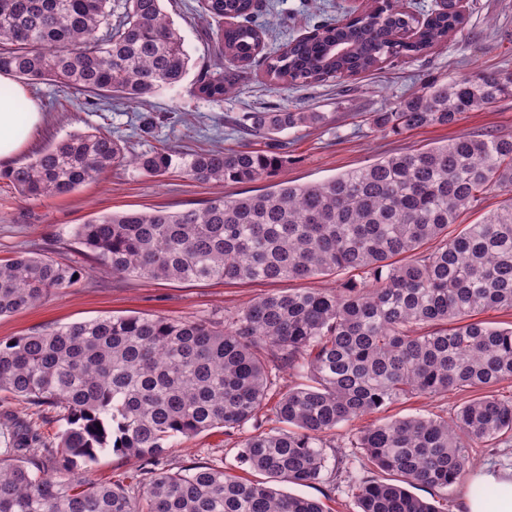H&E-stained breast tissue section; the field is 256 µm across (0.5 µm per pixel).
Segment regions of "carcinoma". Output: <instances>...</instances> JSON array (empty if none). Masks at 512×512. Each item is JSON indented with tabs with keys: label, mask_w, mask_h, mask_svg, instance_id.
Returning <instances> with one entry per match:
<instances>
[{
	"label": "carcinoma",
	"mask_w": 512,
	"mask_h": 512,
	"mask_svg": "<svg viewBox=\"0 0 512 512\" xmlns=\"http://www.w3.org/2000/svg\"><path fill=\"white\" fill-rule=\"evenodd\" d=\"M215 31L220 64L202 70L193 93H234L239 73L263 58L278 82L307 86L342 72L413 59L443 42L463 19L438 13L404 41L414 19L402 0H373L347 25L312 27L265 52L270 28L261 0H198ZM190 57L162 0H0V72L48 81L104 105H148L182 83ZM512 96V77L479 73L431 82L390 112H373L387 137L457 124L467 112ZM323 112H244L252 137L317 127ZM282 152L243 147L177 153L166 146L126 155L123 140L91 129L0 173L26 199L52 198L126 163L149 178L178 173L248 184L269 178ZM495 192L500 206L453 237L448 227ZM75 236L104 271L179 282L315 280L334 288L265 293L224 320L105 317L0 340V392L60 411L46 440L17 421L0 462V512H329L274 483L309 485L329 459L342 480L340 448H356L363 475L346 483L357 512H448V487L472 467L471 449L512 440V326L479 318L512 311V134L464 135L382 157L322 183L271 184L257 194L202 207L127 211L77 226ZM79 269L47 255L0 263V317L36 306L79 282ZM305 383L281 387L280 374ZM464 396L448 419L384 417L338 433L366 414L414 398ZM281 424L264 429L263 419ZM252 430L236 468L155 471L178 438ZM149 466L129 483L91 486L83 474L105 452ZM378 469L398 477L386 483ZM426 487L442 503L409 491Z\"/></svg>",
	"instance_id": "cac0c4a2"
}]
</instances>
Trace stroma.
Returning a JSON list of instances; mask_svg holds the SVG:
<instances>
[{"label":"stroma","instance_id":"obj_1","mask_svg":"<svg viewBox=\"0 0 512 512\" xmlns=\"http://www.w3.org/2000/svg\"><path fill=\"white\" fill-rule=\"evenodd\" d=\"M266 19L281 38L306 33L323 20H339L364 9L367 0H268ZM197 0H164L163 8L182 35L190 56V70L174 88L158 90L149 109L155 124L139 129V108L113 103L93 112L70 105L59 88L48 82L26 84L28 99L36 102L44 121L24 130L28 144L19 162L69 134L92 128L109 130L128 141L130 152L140 153L166 144L180 152L236 148L252 144L265 150L268 140L248 141L234 120L244 112H323L324 125L291 129L278 141L288 154L275 182L314 184L377 159L446 144L463 134L494 131L512 133V97L491 107L465 113L458 124L428 126L399 136L372 133L366 116L391 111L395 102L432 81L473 75L482 71L512 73V0H461L463 28L447 41L416 59L383 64L381 69L348 79L333 78L307 87L271 81L262 63L242 73L236 93L213 100L191 94L190 87L203 68L216 63L214 42L206 23L196 14ZM262 182H201L187 176L147 178L133 167L112 170L99 182L48 199H24L0 179V261L18 253L46 254L81 269L76 286L52 295L41 305L0 317V339L23 336L47 326H63L102 317L162 315L174 319H219L269 290L291 289V281L274 284L221 282H161L120 278L98 268L75 239L77 225L93 217L164 207L172 211L197 207L224 195L240 197L262 189ZM245 431H212L173 443L161 462L176 472L190 465H232Z\"/></svg>","mask_w":512,"mask_h":512}]
</instances>
